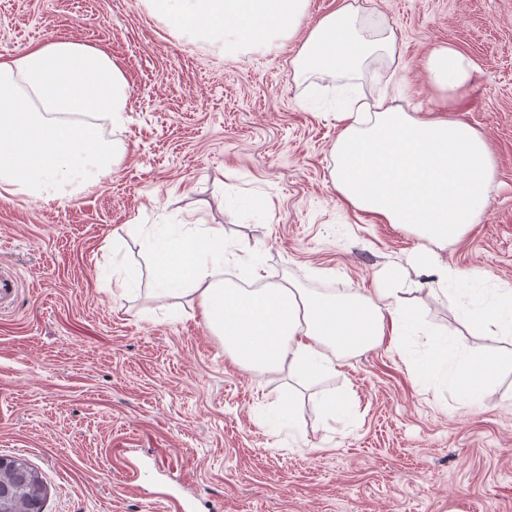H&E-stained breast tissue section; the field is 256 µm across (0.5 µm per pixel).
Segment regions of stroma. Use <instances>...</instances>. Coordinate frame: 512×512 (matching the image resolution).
<instances>
[{
    "label": "stroma",
    "instance_id": "35a3bbf8",
    "mask_svg": "<svg viewBox=\"0 0 512 512\" xmlns=\"http://www.w3.org/2000/svg\"><path fill=\"white\" fill-rule=\"evenodd\" d=\"M364 36L396 38L348 81L295 74L301 45L224 54L173 33L147 0H0V62L59 41L104 53L129 88L123 125L83 115L120 161L99 185L45 201L0 195V266L21 280L0 313V456L47 489L44 512H512V370L481 405L420 378L396 345L306 379L246 371L197 299H155L140 225L202 219L266 284L314 297L399 292L428 341L512 358L430 262L512 283V0H358ZM473 63L457 117L485 138L488 207L445 245L372 224L333 186L344 84L412 116L442 97L431 50ZM139 271L125 292L114 270ZM296 427L268 424L285 397ZM333 396L350 409L327 418Z\"/></svg>",
    "mask_w": 512,
    "mask_h": 512
}]
</instances>
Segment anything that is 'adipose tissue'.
Listing matches in <instances>:
<instances>
[{
  "label": "adipose tissue",
  "mask_w": 512,
  "mask_h": 512,
  "mask_svg": "<svg viewBox=\"0 0 512 512\" xmlns=\"http://www.w3.org/2000/svg\"><path fill=\"white\" fill-rule=\"evenodd\" d=\"M309 0H149L155 16L192 41L227 52L269 50L295 35ZM354 0L322 17L304 37L296 62L302 72L342 77L374 53H394L392 38L359 33ZM430 83L443 91L442 114L414 117L380 100L338 112L343 128L334 147V185L346 203L382 224H409L434 243L461 237L488 205L494 166L480 133L450 118L456 93L472 65L451 47L427 58ZM127 86L103 54L56 42L0 63V191L60 197L113 172L118 154L91 125L71 114L106 111L120 118ZM50 119L40 118L33 103ZM142 240L152 261L155 295H196L206 325L231 361L244 369L334 373L344 354L362 352L382 336L418 331L393 289L375 296L319 298L282 284L235 288L224 283V227L220 224H146ZM443 290L461 292L469 321L489 336L512 335V285L488 287L445 265L434 269ZM503 362L446 342H431L420 373L481 403Z\"/></svg>",
  "instance_id": "1"
}]
</instances>
